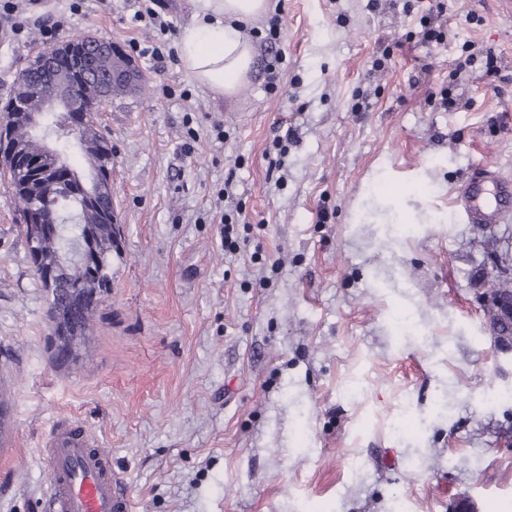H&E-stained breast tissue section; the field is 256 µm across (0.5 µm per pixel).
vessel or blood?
Returning a JSON list of instances; mask_svg holds the SVG:
<instances>
[{"mask_svg": "<svg viewBox=\"0 0 512 512\" xmlns=\"http://www.w3.org/2000/svg\"><path fill=\"white\" fill-rule=\"evenodd\" d=\"M458 203L472 224L512 217V177L493 173L469 181ZM42 451L50 466L46 512H131L122 476L84 423L61 420L44 439Z\"/></svg>", "mask_w": 512, "mask_h": 512, "instance_id": "b4317fda", "label": "vessel or blood"}]
</instances>
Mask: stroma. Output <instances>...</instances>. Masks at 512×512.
<instances>
[{
    "instance_id": "stroma-1",
    "label": "stroma",
    "mask_w": 512,
    "mask_h": 512,
    "mask_svg": "<svg viewBox=\"0 0 512 512\" xmlns=\"http://www.w3.org/2000/svg\"><path fill=\"white\" fill-rule=\"evenodd\" d=\"M272 2L246 28L252 72L224 97L178 52L201 0H167V36L136 20L138 0L0 8V106L53 23L60 40L111 39L146 76L97 120L120 254L90 359L51 362L0 186V512H43L40 441L70 416L111 453L132 512H453L464 498L512 512V400H492L512 390V358L475 298L485 243L512 258V223H467L453 203L482 165L512 176V15L496 0ZM440 3L451 32L431 48L420 19ZM162 39L170 57L140 54ZM473 49L497 57L492 84L453 75Z\"/></svg>"
}]
</instances>
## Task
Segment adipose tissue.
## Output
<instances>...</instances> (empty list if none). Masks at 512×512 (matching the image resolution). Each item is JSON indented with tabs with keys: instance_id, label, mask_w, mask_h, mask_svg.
Wrapping results in <instances>:
<instances>
[{
	"instance_id": "ef3b65f1",
	"label": "adipose tissue",
	"mask_w": 512,
	"mask_h": 512,
	"mask_svg": "<svg viewBox=\"0 0 512 512\" xmlns=\"http://www.w3.org/2000/svg\"><path fill=\"white\" fill-rule=\"evenodd\" d=\"M269 10L268 0H203L200 19L180 39L188 74L216 94L234 95L253 64L254 49L244 26Z\"/></svg>"
}]
</instances>
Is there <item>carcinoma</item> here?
<instances>
[{"label": "carcinoma", "mask_w": 512, "mask_h": 512, "mask_svg": "<svg viewBox=\"0 0 512 512\" xmlns=\"http://www.w3.org/2000/svg\"><path fill=\"white\" fill-rule=\"evenodd\" d=\"M61 124L60 116L46 112L39 118V131L55 136ZM12 138L28 149L27 123L6 119ZM89 151L97 160L102 177H112V144L90 132ZM0 180L11 190L20 209L31 200L29 191L37 187L36 175L28 164L6 163L0 167ZM68 197L59 201V220L56 232L31 241L26 240L29 257L36 267L35 275L47 298L49 335L65 329L70 336L80 337L86 345L92 334L99 306L112 282V254H120L114 244L113 208L104 197L99 209L87 207L86 200L76 187L67 189Z\"/></svg>", "instance_id": "carcinoma-1"}]
</instances>
